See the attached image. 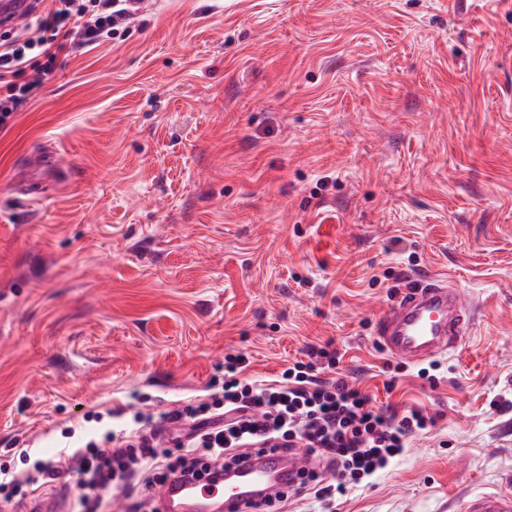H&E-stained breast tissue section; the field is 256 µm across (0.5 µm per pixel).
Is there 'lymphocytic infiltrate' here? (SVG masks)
<instances>
[{
	"label": "lymphocytic infiltrate",
	"instance_id": "1",
	"mask_svg": "<svg viewBox=\"0 0 512 512\" xmlns=\"http://www.w3.org/2000/svg\"><path fill=\"white\" fill-rule=\"evenodd\" d=\"M144 6L145 0H31L26 22L0 31V127L37 97L59 53L111 40L134 26ZM339 362L336 350L314 346L280 383L260 384L245 377L244 355L225 356L221 399L157 414L135 411L129 433L87 431L80 446L38 459L35 468L50 482L77 475L74 512H108L112 496L133 482L142 490L135 512H158L153 490L177 474L208 476L202 461L229 470L254 452L302 448L330 471V479L316 482L315 495L332 502L434 424L416 409L376 408L368 393L335 376Z\"/></svg>",
	"mask_w": 512,
	"mask_h": 512
}]
</instances>
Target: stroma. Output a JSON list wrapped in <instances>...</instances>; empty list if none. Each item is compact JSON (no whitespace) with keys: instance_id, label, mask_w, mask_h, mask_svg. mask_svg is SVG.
<instances>
[{"instance_id":"obj_1","label":"stroma","mask_w":512,"mask_h":512,"mask_svg":"<svg viewBox=\"0 0 512 512\" xmlns=\"http://www.w3.org/2000/svg\"><path fill=\"white\" fill-rule=\"evenodd\" d=\"M58 148L68 179L13 184ZM418 275L475 309L435 379L386 354ZM436 419L335 512H460L512 475V0H151L0 128V464L273 382L311 345Z\"/></svg>"}]
</instances>
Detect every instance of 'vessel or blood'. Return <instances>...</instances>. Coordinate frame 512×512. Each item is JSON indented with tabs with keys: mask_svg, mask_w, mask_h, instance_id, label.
<instances>
[{
	"mask_svg": "<svg viewBox=\"0 0 512 512\" xmlns=\"http://www.w3.org/2000/svg\"><path fill=\"white\" fill-rule=\"evenodd\" d=\"M65 173L55 147L34 153L30 171L14 183V191L30 201L39 200L47 187ZM473 320V309L461 290L434 276L420 279L379 316L377 340L385 353L408 362H423L452 350ZM300 458L282 454L251 455L238 473L221 480H195L177 476L158 493L160 512H243L259 493L275 496L286 476L303 468ZM68 490L39 491L21 507L0 512H69ZM461 512H512V493L482 495L468 501Z\"/></svg>",
	"mask_w": 512,
	"mask_h": 512,
	"instance_id": "obj_1",
	"label": "vessel or blood"
}]
</instances>
